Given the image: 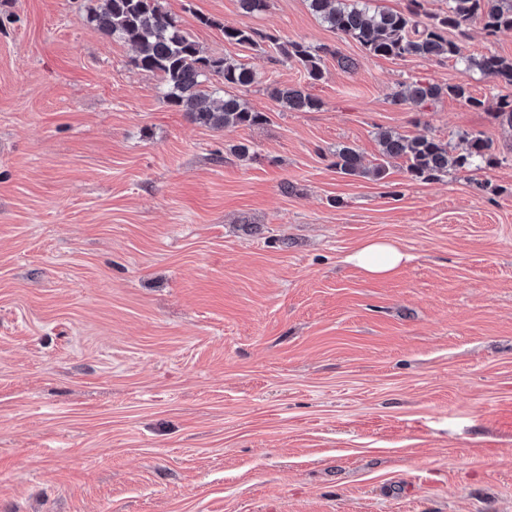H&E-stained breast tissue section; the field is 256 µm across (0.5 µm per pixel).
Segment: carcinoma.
I'll list each match as a JSON object with an SVG mask.
<instances>
[{
  "label": "carcinoma",
  "mask_w": 512,
  "mask_h": 512,
  "mask_svg": "<svg viewBox=\"0 0 512 512\" xmlns=\"http://www.w3.org/2000/svg\"><path fill=\"white\" fill-rule=\"evenodd\" d=\"M312 11L336 32L357 41L367 54L386 58L418 57L428 61L454 59L463 71L479 70L498 82L512 85V59L496 55L478 58L461 54L459 42L469 37L470 25L478 20L487 36L512 29V0H448V10L432 13L427 0H407L405 10L380 11L371 8L369 0H309ZM90 22L102 33L116 35L136 51L134 66L157 77L165 102L194 120L215 129L253 126L264 121V115L249 108L239 96L218 95L210 90L215 77L224 86L248 88L256 83L255 73L246 66L226 58L203 54L199 45L183 30L178 21L162 10L159 0H99L90 11ZM201 22L220 28L224 40L235 44L276 49L285 61L295 62L308 78H321V54L325 47H312L298 41H281L273 33L243 26H227L203 18ZM454 31L456 39L448 38ZM273 96L288 110L311 112L321 101L301 87H276ZM465 100L473 107L486 102L471 96L467 83L448 86L415 80L402 84L395 94L400 102L424 105L443 96ZM494 118L512 127V95L494 97ZM379 162L367 166L362 154L344 146L333 153L330 167L348 176H370L382 179L391 161L400 159L415 179L437 180L448 175V168L468 170L491 163L489 141L479 133L467 134L465 147L454 156L448 145L427 135L405 136L391 131L378 134Z\"/></svg>",
  "instance_id": "cac0c4a2"
}]
</instances>
